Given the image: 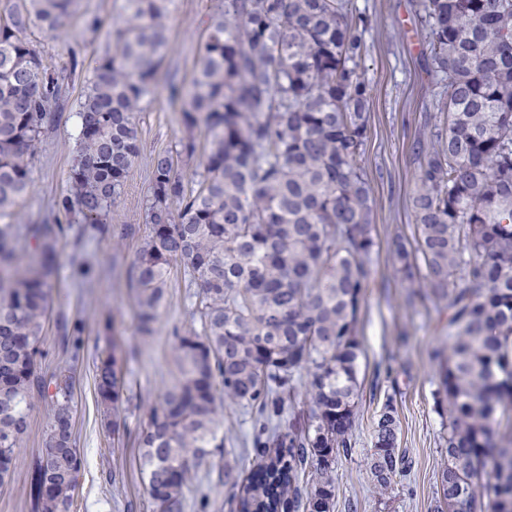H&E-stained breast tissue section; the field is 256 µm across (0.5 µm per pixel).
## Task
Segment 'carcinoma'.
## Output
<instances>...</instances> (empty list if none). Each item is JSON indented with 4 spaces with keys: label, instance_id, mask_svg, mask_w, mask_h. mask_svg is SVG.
I'll return each mask as SVG.
<instances>
[{
    "label": "carcinoma",
    "instance_id": "carcinoma-1",
    "mask_svg": "<svg viewBox=\"0 0 512 512\" xmlns=\"http://www.w3.org/2000/svg\"><path fill=\"white\" fill-rule=\"evenodd\" d=\"M78 0H0V487L35 401L49 400L32 462L33 512H73L84 470L71 421L73 377L38 367L50 277L66 228L21 227L36 143L56 125L69 75L36 51L33 27L63 28ZM170 0H125L113 54L99 58L75 113L76 156L56 210L108 226L140 153L136 112L168 45ZM437 113L415 144L414 242L391 260L408 299L444 302L448 357L434 394L448 412L433 512H512V0H416ZM369 18L354 0H219L183 109L179 149L151 163L147 233L130 265L138 329L152 330L172 277L193 293L199 327L174 330L178 375L138 444L156 507L180 505L191 471L224 447L216 393L250 413L257 469L238 484L248 512H333L334 464L354 447L358 316L377 247L363 162L369 93L360 68ZM203 132L199 143L197 132ZM37 248L22 262L17 244ZM84 326L61 322L71 365ZM106 411L122 400L117 358L98 356ZM492 466L494 482L483 483ZM370 479L406 472L392 401L372 428Z\"/></svg>",
    "mask_w": 512,
    "mask_h": 512
}]
</instances>
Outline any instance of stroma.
<instances>
[{
    "label": "stroma",
    "mask_w": 512,
    "mask_h": 512,
    "mask_svg": "<svg viewBox=\"0 0 512 512\" xmlns=\"http://www.w3.org/2000/svg\"><path fill=\"white\" fill-rule=\"evenodd\" d=\"M216 3L170 0L165 18L168 48L152 92L142 101L138 114L140 154L130 170L125 194L111 213L112 223L134 225L136 236L120 240L106 233L88 239L81 237L82 226L74 222L58 243L51 318L39 364L47 375L66 366L56 317L64 315L84 324L85 346L75 372L73 403L76 447L85 460V470L75 512L154 509L141 470L138 434L146 426L152 406L177 376L174 330L186 332L198 322L190 289L175 279L153 333H140L129 265L140 236L146 233L149 160L156 152L175 148L184 131L183 103L171 99L168 75L176 73L179 84L189 86L206 21ZM124 5V0H80L78 15L62 31L33 29L31 40L37 49L55 66L71 68L72 74L61 118L36 146L32 185L16 209L14 223H42L65 194L76 150L78 101L96 60L114 45L112 30L122 20ZM355 5L371 20L361 69L370 89L364 164L376 190L378 252L359 319L363 357L354 448L335 463L334 512H432L436 479L444 462L439 440L448 423L435 405L439 365L433 354L446 347L448 313L429 302L408 303L407 290L395 279L389 262L395 242L414 233L410 197L420 158L411 144L435 111L431 60L414 0H355ZM87 13L106 21L97 35L84 31ZM108 350L115 351L125 384L118 412L121 427L116 434L104 427L94 387L97 357ZM389 399L399 416V448L409 467L392 490L381 495L368 476L366 458L371 450L372 424ZM218 416L224 425V448L198 468L177 512H239L237 489L218 482L217 475L228 465L253 469V462L244 458L243 444L251 433V421L237 407H219ZM46 431V406L39 402L32 411L30 432L16 450L14 479L0 489V512H31L29 466L44 444ZM203 497L209 501L204 510L199 507Z\"/></svg>",
    "instance_id": "stroma-1"
}]
</instances>
